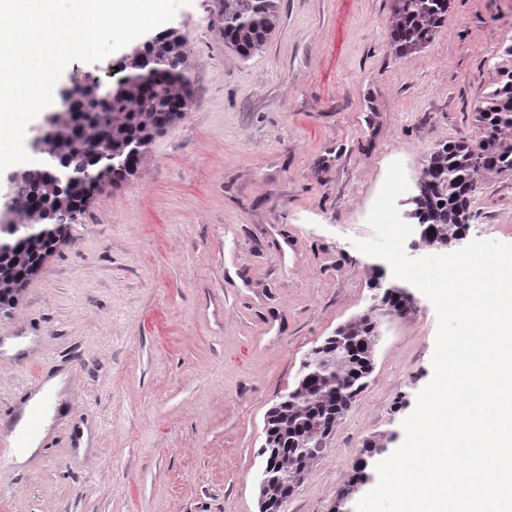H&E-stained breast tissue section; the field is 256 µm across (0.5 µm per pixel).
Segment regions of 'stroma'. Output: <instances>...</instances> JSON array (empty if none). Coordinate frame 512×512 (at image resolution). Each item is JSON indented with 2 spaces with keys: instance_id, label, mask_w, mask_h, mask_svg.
Wrapping results in <instances>:
<instances>
[{
  "instance_id": "1",
  "label": "stroma",
  "mask_w": 512,
  "mask_h": 512,
  "mask_svg": "<svg viewBox=\"0 0 512 512\" xmlns=\"http://www.w3.org/2000/svg\"><path fill=\"white\" fill-rule=\"evenodd\" d=\"M282 7L248 59L225 48L209 0L178 10L172 27L205 60L199 108L156 139L142 174L97 198L20 308L0 311V431L38 381L68 377L61 404L44 401L38 450L0 466V512H258L268 410L305 355L371 304L383 261L355 243L373 235L389 164L411 174L476 137L471 109L512 0H451L432 44L401 58L391 0ZM472 211L467 240L512 243V178L479 186ZM413 297L382 325L367 387L286 512H354L402 444L438 329Z\"/></svg>"
}]
</instances>
